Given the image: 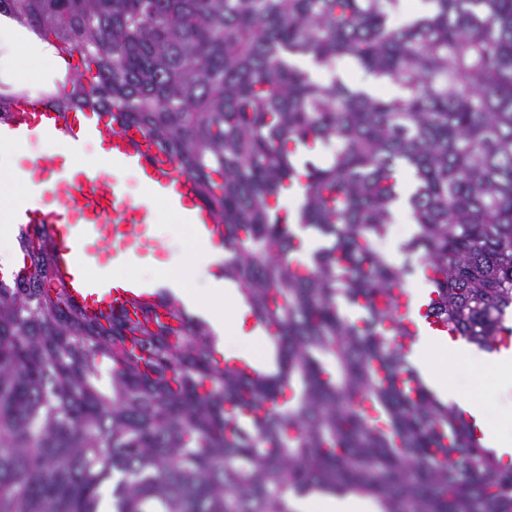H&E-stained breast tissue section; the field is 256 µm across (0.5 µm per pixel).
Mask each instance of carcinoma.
Listing matches in <instances>:
<instances>
[{"label":"carcinoma","mask_w":512,"mask_h":512,"mask_svg":"<svg viewBox=\"0 0 512 512\" xmlns=\"http://www.w3.org/2000/svg\"><path fill=\"white\" fill-rule=\"evenodd\" d=\"M400 2L0 0L80 54L45 100L114 113L178 158L224 225V278L274 328L252 379L184 309L178 326L89 321L20 232L28 262L0 279V512H98L108 481L115 512H294L313 492L512 512V466L427 382L400 385L418 369L388 298L412 269L376 247L404 201L432 315L480 348L512 333V0H429L395 27ZM341 56L403 94L294 63ZM24 97L0 86V120Z\"/></svg>","instance_id":"obj_1"}]
</instances>
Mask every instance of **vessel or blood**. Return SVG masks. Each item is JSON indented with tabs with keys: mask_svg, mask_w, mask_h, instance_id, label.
Returning a JSON list of instances; mask_svg holds the SVG:
<instances>
[{
	"mask_svg": "<svg viewBox=\"0 0 512 512\" xmlns=\"http://www.w3.org/2000/svg\"><path fill=\"white\" fill-rule=\"evenodd\" d=\"M37 131L51 139L102 142L112 161L108 170L94 160L66 165L38 157L29 163L38 177L37 188L18 219L31 233L48 238L53 283L64 284L70 304L92 320L114 312L134 318L145 306L155 307L159 318L167 319L158 287L139 279L114 281L95 258L107 254L114 263H129L141 257L143 247L160 246L147 234L153 221L150 205L134 201L126 191L123 175L128 171L199 238L222 240L224 226L203 207L194 181L176 159L159 152L141 128L119 126L100 112L59 111L27 97L14 104L7 122H0V135L21 139ZM393 296L395 311L411 329L441 335L443 325L429 313L431 298L414 306L403 290H394Z\"/></svg>",
	"mask_w": 512,
	"mask_h": 512,
	"instance_id": "vessel-or-blood-1",
	"label": "vessel or blood"
}]
</instances>
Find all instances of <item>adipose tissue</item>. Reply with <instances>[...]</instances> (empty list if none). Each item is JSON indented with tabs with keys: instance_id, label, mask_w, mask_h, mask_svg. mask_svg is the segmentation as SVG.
<instances>
[{
	"instance_id": "obj_1",
	"label": "adipose tissue",
	"mask_w": 512,
	"mask_h": 512,
	"mask_svg": "<svg viewBox=\"0 0 512 512\" xmlns=\"http://www.w3.org/2000/svg\"><path fill=\"white\" fill-rule=\"evenodd\" d=\"M26 52L33 60L50 61L54 50L47 43L22 26L19 22L0 16V62L9 63L18 52ZM15 187L0 189V214L9 217V224L0 226V263L15 261L19 250L16 241L18 226L12 221L19 204L24 200L25 185L29 173L14 170ZM198 265L207 281L206 291H197L186 279L183 268L172 264L169 277L159 279L158 284L180 297L188 312L206 320L223 344L225 357L242 358L255 356L257 349L266 346L267 340L261 331L250 323L247 309L240 305L238 293L230 281L221 274L226 257L225 249L207 240L194 243ZM412 359L430 372L436 379L441 393L455 401L474 417L482 429L490 447L502 451L512 450V410L500 418H491L485 401L475 393L457 391L448 379L450 369L465 365L472 376L481 378L488 374L498 376L502 386L512 385V351L501 353H478L460 348H451L438 343L433 337L423 336L415 344Z\"/></svg>"
}]
</instances>
